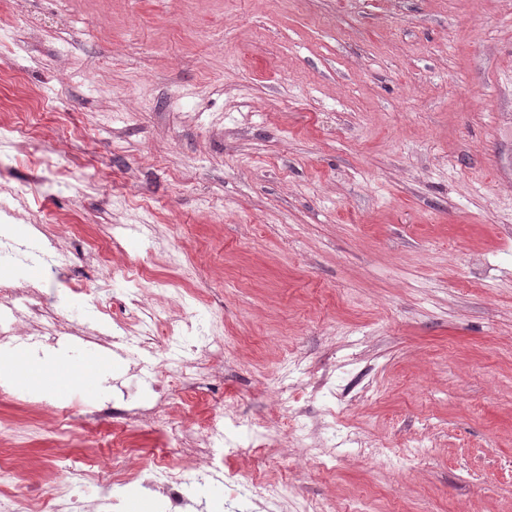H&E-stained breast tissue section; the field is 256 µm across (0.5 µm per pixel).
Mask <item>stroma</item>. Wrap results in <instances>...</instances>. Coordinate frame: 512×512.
<instances>
[{
	"label": "stroma",
	"mask_w": 512,
	"mask_h": 512,
	"mask_svg": "<svg viewBox=\"0 0 512 512\" xmlns=\"http://www.w3.org/2000/svg\"><path fill=\"white\" fill-rule=\"evenodd\" d=\"M4 28L0 130L39 127L79 179L0 146L19 196L43 183L30 246L70 252L60 273L0 259L77 327L21 346L112 357L86 401L0 387L30 486L68 484L65 454L134 470L167 444L122 416L155 393L96 261L119 225L110 264L151 310L223 325L172 417L301 413L216 462L278 481L288 512H512V0H0Z\"/></svg>",
	"instance_id": "35a3bbf8"
}]
</instances>
